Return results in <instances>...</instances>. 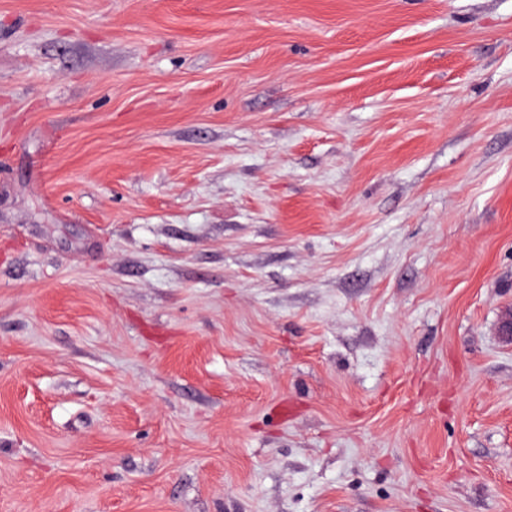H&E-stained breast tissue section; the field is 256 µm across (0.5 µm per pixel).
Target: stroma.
<instances>
[{
	"label": "stroma",
	"instance_id": "1",
	"mask_svg": "<svg viewBox=\"0 0 512 512\" xmlns=\"http://www.w3.org/2000/svg\"><path fill=\"white\" fill-rule=\"evenodd\" d=\"M512 0H0V512H512Z\"/></svg>",
	"mask_w": 512,
	"mask_h": 512
}]
</instances>
